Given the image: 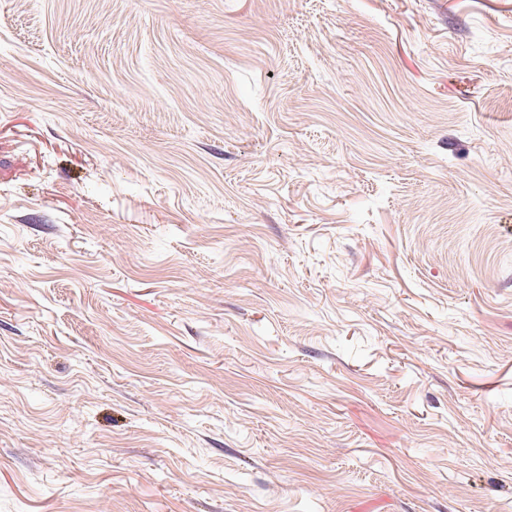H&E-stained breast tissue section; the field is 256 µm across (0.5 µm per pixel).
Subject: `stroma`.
Here are the masks:
<instances>
[{
  "instance_id": "35a3bbf8",
  "label": "stroma",
  "mask_w": 512,
  "mask_h": 512,
  "mask_svg": "<svg viewBox=\"0 0 512 512\" xmlns=\"http://www.w3.org/2000/svg\"><path fill=\"white\" fill-rule=\"evenodd\" d=\"M0 512H512V0H0Z\"/></svg>"
}]
</instances>
